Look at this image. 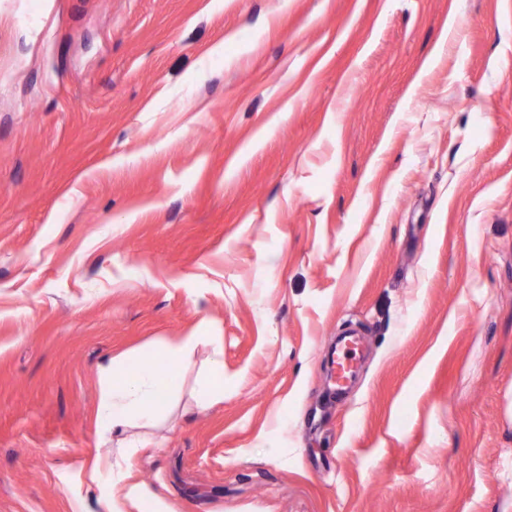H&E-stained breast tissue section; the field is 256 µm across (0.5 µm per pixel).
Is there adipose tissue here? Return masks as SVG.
I'll return each instance as SVG.
<instances>
[{
  "label": "adipose tissue",
  "mask_w": 512,
  "mask_h": 512,
  "mask_svg": "<svg viewBox=\"0 0 512 512\" xmlns=\"http://www.w3.org/2000/svg\"><path fill=\"white\" fill-rule=\"evenodd\" d=\"M208 346L212 354L193 388L197 407L224 399V351L217 337L191 332L176 343L141 357L120 355L98 367V443L116 444L120 455L131 454L134 429H153L165 419L170 400L181 391L180 374L197 348Z\"/></svg>",
  "instance_id": "adipose-tissue-1"
}]
</instances>
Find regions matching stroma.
I'll return each mask as SVG.
<instances>
[{"label":"stroma","instance_id":"obj_1","mask_svg":"<svg viewBox=\"0 0 512 512\" xmlns=\"http://www.w3.org/2000/svg\"><path fill=\"white\" fill-rule=\"evenodd\" d=\"M200 326L113 499L512 512V0H0V512H104L99 364ZM335 354L336 359H333V364L336 365V386H342L354 374L351 370L356 365L358 350L354 343L340 341L336 343Z\"/></svg>","mask_w":512,"mask_h":512}]
</instances>
